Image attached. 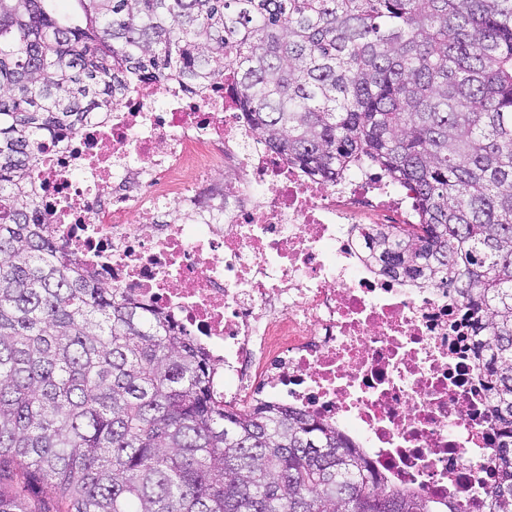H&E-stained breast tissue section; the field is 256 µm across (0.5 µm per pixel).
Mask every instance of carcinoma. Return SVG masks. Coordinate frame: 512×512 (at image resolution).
Instances as JSON below:
<instances>
[{
  "label": "carcinoma",
  "mask_w": 512,
  "mask_h": 512,
  "mask_svg": "<svg viewBox=\"0 0 512 512\" xmlns=\"http://www.w3.org/2000/svg\"><path fill=\"white\" fill-rule=\"evenodd\" d=\"M0 0V512H443L380 491L338 429L224 408L162 313L71 259L28 183L52 136L172 76L236 73L276 152L334 182L369 163L414 192L374 224L382 270L476 315L512 436V0ZM512 512V484L490 489Z\"/></svg>",
  "instance_id": "cac0c4a2"
}]
</instances>
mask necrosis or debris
Masks as SVG:
<instances>
[{
    "label": "necrosis or debris",
    "mask_w": 512,
    "mask_h": 512,
    "mask_svg": "<svg viewBox=\"0 0 512 512\" xmlns=\"http://www.w3.org/2000/svg\"><path fill=\"white\" fill-rule=\"evenodd\" d=\"M57 239L213 360L225 407L306 411L342 431L380 490L493 512L512 479L472 311L368 260V225L413 224V193L369 165L326 183L270 150L232 72L172 77L73 135L32 174Z\"/></svg>",
    "instance_id": "1"
}]
</instances>
